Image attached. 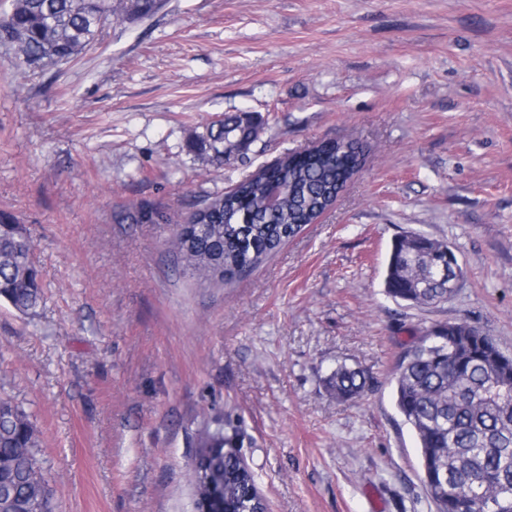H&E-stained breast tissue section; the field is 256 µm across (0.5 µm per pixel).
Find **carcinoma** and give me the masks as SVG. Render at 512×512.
<instances>
[{
  "label": "carcinoma",
  "instance_id": "obj_1",
  "mask_svg": "<svg viewBox=\"0 0 512 512\" xmlns=\"http://www.w3.org/2000/svg\"><path fill=\"white\" fill-rule=\"evenodd\" d=\"M163 0H5L0 8V43L27 66L48 67L76 59L112 19L148 17ZM258 127L237 114L206 126L195 146L215 166L246 150ZM310 152L301 164L278 160L279 200L271 202L269 181L257 170L231 193L202 200L185 219L192 237L175 233L174 245L193 275L212 283L231 281L256 268L336 200L349 163L360 155ZM448 244L411 234L394 239L384 292L415 305L448 301L455 289L431 278V266ZM43 272L33 258L27 227L0 214V300L28 315L43 301ZM395 405L413 430L424 483L436 512H512V358L494 339L466 322L435 325L406 348L394 371ZM336 400L347 402L368 389L356 368L338 366L326 379ZM202 449L224 440V419L215 416L198 432ZM39 432L20 405L0 403V512H52L51 494L37 457ZM214 485L236 508L240 483L253 473L232 457L207 458Z\"/></svg>",
  "mask_w": 512,
  "mask_h": 512
}]
</instances>
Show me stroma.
<instances>
[{
    "label": "stroma",
    "mask_w": 512,
    "mask_h": 512,
    "mask_svg": "<svg viewBox=\"0 0 512 512\" xmlns=\"http://www.w3.org/2000/svg\"><path fill=\"white\" fill-rule=\"evenodd\" d=\"M236 112L263 121L243 159L190 150ZM327 138L362 158L329 211L232 283L184 270L198 200ZM0 212L45 271L35 314L0 303V399L54 512H194L207 414L270 512H436L390 374L437 323L512 356V0H164L48 71L0 45ZM405 232L454 249L447 303L385 295ZM342 364L361 398L326 391ZM326 388L336 400L347 402L360 397L368 389V378L359 369L340 365L327 377Z\"/></svg>",
    "instance_id": "1"
}]
</instances>
